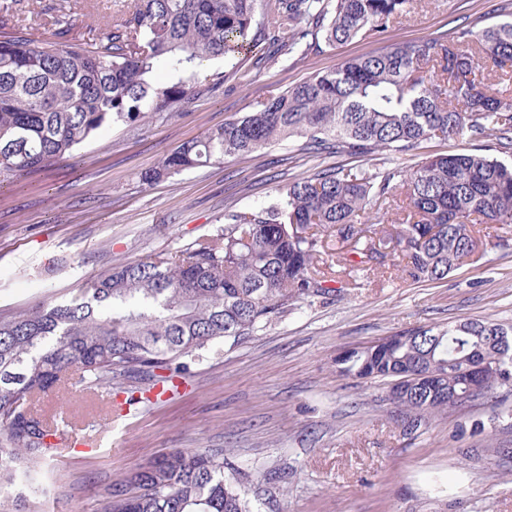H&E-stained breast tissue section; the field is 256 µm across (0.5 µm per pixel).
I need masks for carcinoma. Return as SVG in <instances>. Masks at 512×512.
Masks as SVG:
<instances>
[{
  "label": "carcinoma",
  "instance_id": "carcinoma-1",
  "mask_svg": "<svg viewBox=\"0 0 512 512\" xmlns=\"http://www.w3.org/2000/svg\"><path fill=\"white\" fill-rule=\"evenodd\" d=\"M415 0H131L96 34L60 5L50 36L24 32V0H0V181L20 178L113 124L136 126L189 99L203 62L252 81L242 57L262 30L255 63L303 59L325 44L371 38L343 60L185 142L142 174L148 183L249 155L284 140L317 157L406 155L431 139L495 137L512 151V22L457 29L453 42L386 41ZM173 78H156L157 67ZM396 233L376 232L390 212ZM512 233V163L477 148L408 167L325 166L269 204L224 210V226L179 250L120 263L71 301L0 317V512H34L43 465L64 432L35 401L73 370L88 392L124 383L145 392L185 377L212 347L236 342L343 275H378L390 258L444 280L475 254L474 226ZM336 374L390 381L403 433L448 409L484 368L482 393L512 382V327L460 322L386 336L336 356ZM222 448L161 453L102 494L100 512H261L224 474Z\"/></svg>",
  "mask_w": 512,
  "mask_h": 512
}]
</instances>
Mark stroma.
Wrapping results in <instances>:
<instances>
[{
	"mask_svg": "<svg viewBox=\"0 0 512 512\" xmlns=\"http://www.w3.org/2000/svg\"><path fill=\"white\" fill-rule=\"evenodd\" d=\"M512 15V0H419L390 32L398 43L451 39L458 24ZM354 39L265 67L257 82L200 88L178 112L137 128L112 125L73 156L0 182V316L69 300L111 266L165 254L213 233L224 209L264 205L278 188L312 173L318 157L282 143L148 184L178 145L257 109L343 59L375 51ZM387 280L356 275L341 291L305 302L237 345L193 365L183 389L113 420L84 396L43 397L75 412L66 438L91 434L43 470L36 512H100L103 488L172 448H220L246 491L285 477L276 512H512V383L430 418L416 435L395 423L380 381L337 376L343 348L466 320L512 325V245L479 234L478 259L447 279L421 282L399 267Z\"/></svg>",
	"mask_w": 512,
	"mask_h": 512,
	"instance_id": "stroma-1",
	"label": "stroma"
}]
</instances>
